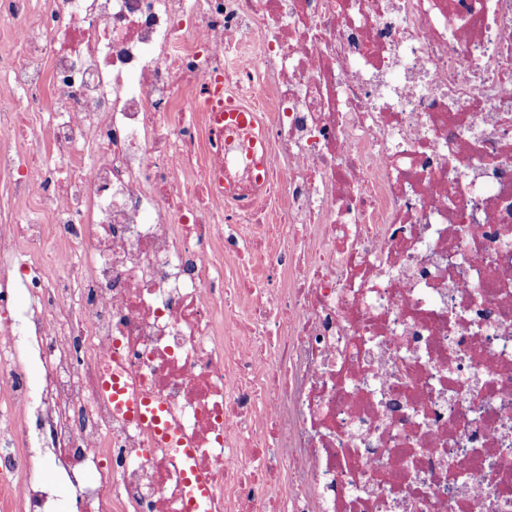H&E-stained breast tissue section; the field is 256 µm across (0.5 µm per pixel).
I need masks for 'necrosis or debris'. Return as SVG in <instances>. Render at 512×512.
Wrapping results in <instances>:
<instances>
[{"label":"necrosis or debris","mask_w":512,"mask_h":512,"mask_svg":"<svg viewBox=\"0 0 512 512\" xmlns=\"http://www.w3.org/2000/svg\"><path fill=\"white\" fill-rule=\"evenodd\" d=\"M2 16L12 506L54 512L43 462L75 512H183L189 468L202 512H512V0ZM215 122H221L224 118L225 126H235L237 128L254 127L255 118L252 112H243L240 108L234 106L232 103L221 104L219 108H213ZM230 120L226 124V121Z\"/></svg>","instance_id":"obj_1"}]
</instances>
